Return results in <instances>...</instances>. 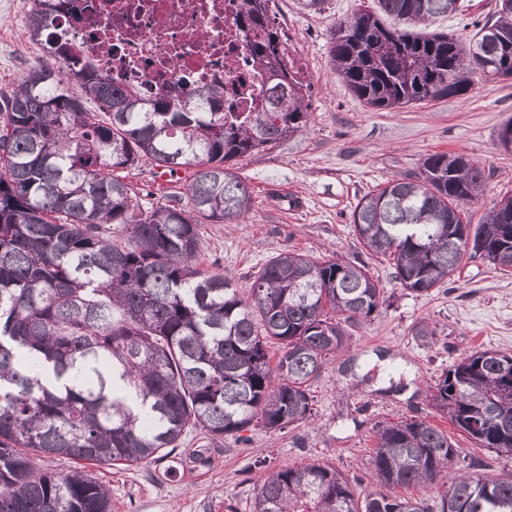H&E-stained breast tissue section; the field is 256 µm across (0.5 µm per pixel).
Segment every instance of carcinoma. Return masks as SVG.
Segmentation results:
<instances>
[{
	"mask_svg": "<svg viewBox=\"0 0 512 512\" xmlns=\"http://www.w3.org/2000/svg\"><path fill=\"white\" fill-rule=\"evenodd\" d=\"M77 2L32 0L30 39L61 67L34 68L0 95V512H111L109 488L80 468L44 472L41 454L132 466L165 457L190 428L221 439L255 419L269 429L307 420L311 381L348 328L388 302L362 259L283 251L242 294L195 263L199 225L251 212L232 161L309 120L310 84L269 0H240L234 19L267 75L253 112L224 111L236 91L227 81L180 79L151 95L115 85L69 36L91 24ZM498 2L494 20L461 19L462 37L426 27L464 15V0H376L331 32L336 74L376 110L461 98L475 75L512 79V0ZM143 159L192 170L185 195L141 203L121 172ZM487 179L463 154L431 153L363 195L350 223L412 293L447 279L469 250L506 270L512 195L475 226L461 218ZM429 404L476 447L512 455L511 353L460 358L429 385ZM374 441L364 496L332 466L288 465L263 479L252 512H512V479L463 470V449L429 419L379 423ZM433 485V501L399 493Z\"/></svg>",
	"mask_w": 512,
	"mask_h": 512,
	"instance_id": "carcinoma-1",
	"label": "carcinoma"
}]
</instances>
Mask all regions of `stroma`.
Here are the masks:
<instances>
[{"label":"stroma","instance_id":"1","mask_svg":"<svg viewBox=\"0 0 512 512\" xmlns=\"http://www.w3.org/2000/svg\"><path fill=\"white\" fill-rule=\"evenodd\" d=\"M19 14L0 11V91L46 58L25 30L30 0ZM372 0H327L323 12L299 0H270V14L288 49L313 84L309 122L302 131L238 159L253 191L249 218L240 224H203L196 264L219 269L245 290L269 259L290 250L315 259L365 258L385 287L387 307L353 327L343 352L330 358L310 386L313 414L281 430L260 422L215 440L188 430L167 457L138 466L101 465L92 474L111 492L112 512H251L256 488L273 470L309 463L336 467L358 493L373 428L383 421L428 417L464 448L477 472L512 477V457L475 447L431 409L426 384L474 350L512 353V271L465 258L450 278L424 294L404 291L388 259L368 257L350 223L357 201L378 185L418 170L434 152L463 154L490 174L483 198L471 208L479 220L493 201L512 193V151L494 140L512 119V79L478 82L467 97L423 101L392 110L366 107L340 83L328 57L336 22ZM434 338L418 336L420 325ZM206 450L207 466L194 462Z\"/></svg>","mask_w":512,"mask_h":512}]
</instances>
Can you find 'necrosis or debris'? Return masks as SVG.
Returning a JSON list of instances; mask_svg holds the SVG:
<instances>
[{"label":"necrosis or debris","instance_id":"1","mask_svg":"<svg viewBox=\"0 0 512 512\" xmlns=\"http://www.w3.org/2000/svg\"><path fill=\"white\" fill-rule=\"evenodd\" d=\"M93 25L74 37L89 65L116 85L157 91L179 78L238 80L235 108L253 111L266 89L234 23L239 0H83Z\"/></svg>","mask_w":512,"mask_h":512}]
</instances>
